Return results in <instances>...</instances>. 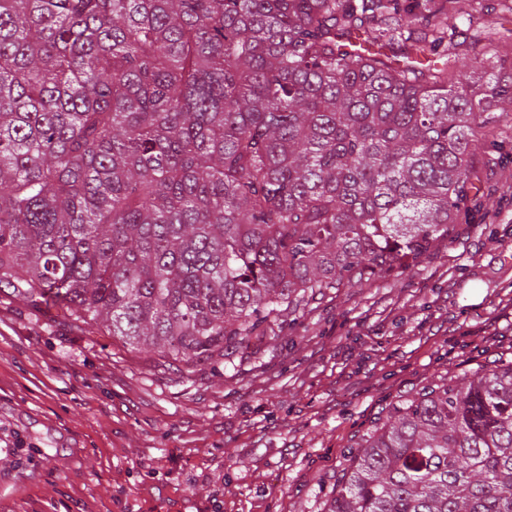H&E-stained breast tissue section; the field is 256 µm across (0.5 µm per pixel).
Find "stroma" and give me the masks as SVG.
Masks as SVG:
<instances>
[{
	"label": "stroma",
	"mask_w": 512,
	"mask_h": 512,
	"mask_svg": "<svg viewBox=\"0 0 512 512\" xmlns=\"http://www.w3.org/2000/svg\"><path fill=\"white\" fill-rule=\"evenodd\" d=\"M458 26L507 48L512 0H467ZM495 127L451 242L192 376L0 297V512H324L392 406L512 360V131Z\"/></svg>",
	"instance_id": "obj_1"
}]
</instances>
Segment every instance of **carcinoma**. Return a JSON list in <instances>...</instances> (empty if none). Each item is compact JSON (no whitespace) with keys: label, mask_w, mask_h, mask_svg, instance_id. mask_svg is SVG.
Wrapping results in <instances>:
<instances>
[{"label":"carcinoma","mask_w":512,"mask_h":512,"mask_svg":"<svg viewBox=\"0 0 512 512\" xmlns=\"http://www.w3.org/2000/svg\"><path fill=\"white\" fill-rule=\"evenodd\" d=\"M456 2L0 0V296L190 373L410 265L512 106ZM326 512H512V363L393 406Z\"/></svg>","instance_id":"1"}]
</instances>
